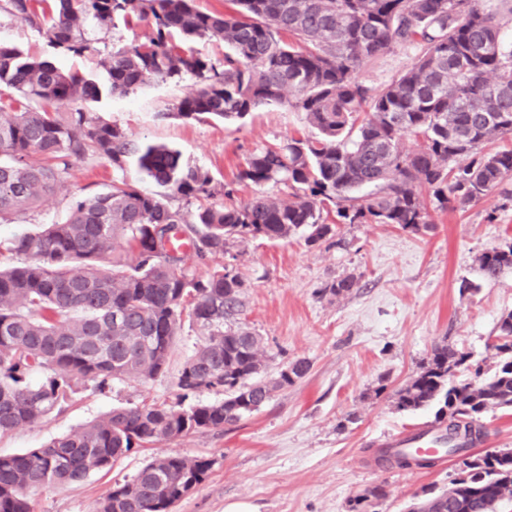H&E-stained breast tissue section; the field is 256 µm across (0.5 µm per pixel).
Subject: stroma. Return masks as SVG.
Here are the masks:
<instances>
[{
    "label": "stroma",
    "instance_id": "obj_1",
    "mask_svg": "<svg viewBox=\"0 0 512 512\" xmlns=\"http://www.w3.org/2000/svg\"><path fill=\"white\" fill-rule=\"evenodd\" d=\"M148 31L143 21L89 25L92 49L75 56L0 12L1 40L98 79L108 52L143 41ZM415 57L413 48H395L363 65L358 77L368 86H381L409 69ZM193 87L188 76L152 80L133 95L105 97L88 103L86 110L137 141L178 150L183 162L207 170L218 188L234 181L255 150L315 133L304 113L284 105L232 122L173 117L175 105ZM116 175L107 159L75 160L61 189L19 213L13 223L0 225V240L65 221L72 200L106 191ZM433 217L430 228L417 232L391 224H342L334 237L316 246L307 245L300 232L284 240L231 241L232 264L245 283L240 322L263 339L260 379L276 378L299 358L309 362L307 374L224 431L139 448L111 470L63 488L30 492L33 512H90L112 486L174 449L214 461L207 480L179 503L177 512H224L238 502L251 512H349L351 500L376 485L386 495L373 512H408L427 491L450 487L458 457L429 469L404 470L379 465L376 458L393 436L435 426L434 408L401 410L396 393L436 344L445 341L470 353L484 376L495 372L498 324L512 313V270L484 281L478 258L512 243V198L495 190ZM347 276L359 282L352 293L326 292L327 284ZM202 341L200 330L183 326L163 376L148 382L115 380L101 391L80 389L65 412L0 436V454L40 447L115 408L176 404V378Z\"/></svg>",
    "mask_w": 512,
    "mask_h": 512
}]
</instances>
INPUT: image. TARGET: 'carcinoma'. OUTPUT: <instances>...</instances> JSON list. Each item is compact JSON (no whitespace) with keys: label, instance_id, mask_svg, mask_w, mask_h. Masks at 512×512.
I'll list each match as a JSON object with an SVG mask.
<instances>
[{"label":"carcinoma","instance_id":"cac0c4a2","mask_svg":"<svg viewBox=\"0 0 512 512\" xmlns=\"http://www.w3.org/2000/svg\"><path fill=\"white\" fill-rule=\"evenodd\" d=\"M219 14L195 0H4L12 19L42 33L55 48L81 55L92 49L85 25L145 21L142 42L107 54L104 81L0 40V224L64 186L72 160L106 158L138 172L187 201L139 188L122 176L106 191L72 202L68 218L14 237L7 251L35 262L0 266V435L66 410L78 384L103 388L118 379L152 380L168 368L184 322L204 340L176 381L184 393L224 395L188 408L142 403L115 408L79 429L25 453L0 455V512H32L26 492L60 487L109 470L137 448L222 431L258 410L276 389L309 370L297 359L272 383L255 379L262 367L259 336L224 328L244 309V282L230 263L211 262L235 238L286 239L307 231L315 245L338 224H394L417 232L432 211L480 201L512 180V44L499 13L475 0H227ZM224 40L214 62L190 43ZM411 46L413 66L374 88L360 67L397 47ZM188 75L196 88L174 116L185 121L241 119L261 107L285 104L303 112L319 136L288 139L247 158L236 182L280 187L277 197L236 202L233 190L215 200L208 171L185 165L164 146L141 144L79 104L102 94L128 96L151 79ZM75 108L58 112L54 106ZM415 136L420 148L405 151ZM468 160L461 166L459 162ZM433 199L428 208L423 194ZM335 223L323 217L328 204ZM205 277L186 267L188 255ZM488 280L512 270V244L479 258ZM358 287L353 277L331 283L335 296ZM494 375L481 378L469 356L446 343L432 349L422 371L398 391L402 410L438 405L445 432L465 422L466 439L452 453L470 451L485 436L489 411L512 410V313L501 318ZM417 453L391 448L378 461L405 468ZM214 461L174 450L115 485L90 512H175L207 478ZM453 490L411 512H495L512 497V449L475 455L452 480ZM385 496L382 486L358 495L351 512Z\"/></svg>","mask_w":512,"mask_h":512}]
</instances>
